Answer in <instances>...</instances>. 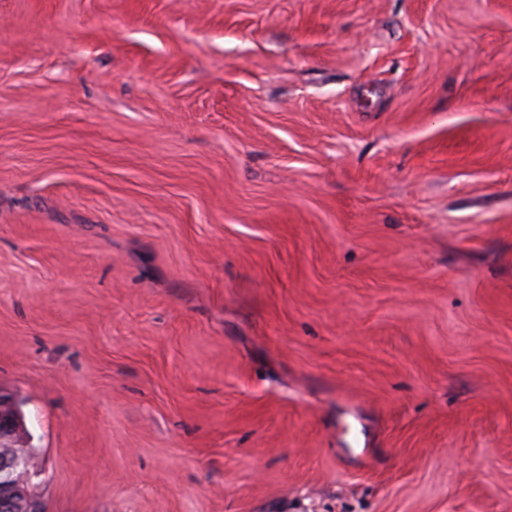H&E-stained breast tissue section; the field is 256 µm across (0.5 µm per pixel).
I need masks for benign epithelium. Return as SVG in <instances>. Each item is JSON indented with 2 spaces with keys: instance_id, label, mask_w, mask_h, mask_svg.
I'll return each instance as SVG.
<instances>
[{
  "instance_id": "benign-epithelium-1",
  "label": "benign epithelium",
  "mask_w": 512,
  "mask_h": 512,
  "mask_svg": "<svg viewBox=\"0 0 512 512\" xmlns=\"http://www.w3.org/2000/svg\"><path fill=\"white\" fill-rule=\"evenodd\" d=\"M28 448L18 400L0 387V512H42L26 476Z\"/></svg>"
}]
</instances>
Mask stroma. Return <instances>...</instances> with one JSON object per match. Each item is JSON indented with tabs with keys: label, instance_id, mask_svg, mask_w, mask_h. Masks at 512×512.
I'll use <instances>...</instances> for the list:
<instances>
[{
	"label": "stroma",
	"instance_id": "obj_1",
	"mask_svg": "<svg viewBox=\"0 0 512 512\" xmlns=\"http://www.w3.org/2000/svg\"><path fill=\"white\" fill-rule=\"evenodd\" d=\"M0 387L43 512H512V0H0Z\"/></svg>",
	"mask_w": 512,
	"mask_h": 512
}]
</instances>
